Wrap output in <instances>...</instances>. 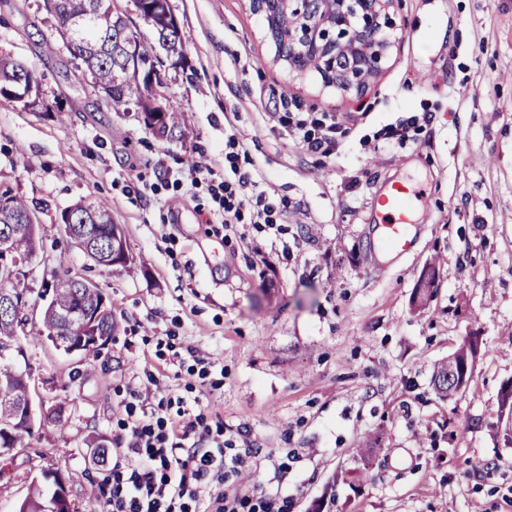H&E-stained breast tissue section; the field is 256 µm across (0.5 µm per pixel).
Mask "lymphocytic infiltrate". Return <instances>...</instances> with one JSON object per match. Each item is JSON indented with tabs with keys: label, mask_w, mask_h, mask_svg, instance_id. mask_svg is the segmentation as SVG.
Masks as SVG:
<instances>
[{
	"label": "lymphocytic infiltrate",
	"mask_w": 512,
	"mask_h": 512,
	"mask_svg": "<svg viewBox=\"0 0 512 512\" xmlns=\"http://www.w3.org/2000/svg\"><path fill=\"white\" fill-rule=\"evenodd\" d=\"M219 207L228 224L280 223V212L253 175L223 185ZM125 419L113 440L112 483L103 512H288V497L250 499L213 489L216 478L239 475L252 449L224 438L223 423L191 414L184 397L172 395L155 376L130 387ZM146 412H137L139 403Z\"/></svg>",
	"instance_id": "obj_1"
}]
</instances>
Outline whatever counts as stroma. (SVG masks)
<instances>
[{"label":"stroma","mask_w":512,"mask_h":512,"mask_svg":"<svg viewBox=\"0 0 512 512\" xmlns=\"http://www.w3.org/2000/svg\"><path fill=\"white\" fill-rule=\"evenodd\" d=\"M168 2L187 56L162 62L161 101L183 114L172 141L95 95L44 0H0V55L32 66L42 94L0 97V186L47 202L39 258L98 285L122 323L99 351H57L39 337L34 286L13 356L31 372L32 440L0 459V512L57 480L82 512L129 385L151 373L183 393L189 346L216 361L201 405L258 450L223 491L286 496L291 512L330 497L331 512H512L499 401L512 382V0H404L405 30L364 101L288 73L248 0ZM309 112L341 120L329 157L294 135ZM232 133L239 172L288 204L280 230L222 221L210 186L231 175ZM190 157L211 180L194 182ZM405 180L426 190L414 247L384 253L374 204ZM79 200L108 203L136 272L66 236L60 213ZM430 269L434 293L416 303ZM471 337L469 387L440 398L435 364Z\"/></svg>","instance_id":"35a3bbf8"}]
</instances>
